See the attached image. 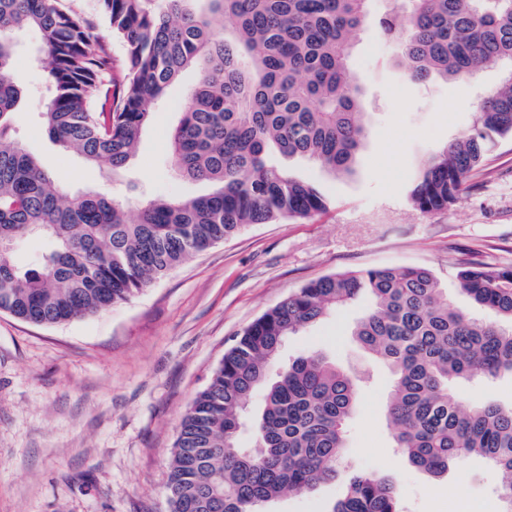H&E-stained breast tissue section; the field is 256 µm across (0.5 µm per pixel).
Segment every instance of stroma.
I'll use <instances>...</instances> for the list:
<instances>
[{
	"label": "stroma",
	"instance_id": "35a3bbf8",
	"mask_svg": "<svg viewBox=\"0 0 512 512\" xmlns=\"http://www.w3.org/2000/svg\"><path fill=\"white\" fill-rule=\"evenodd\" d=\"M9 72L22 91L12 136L69 192L92 188L137 213L160 196L194 197L206 183L176 177L169 133L198 75L189 70L152 109L137 154L111 176L47 135V100L36 61L40 39L28 30ZM353 66L363 85L368 137L352 175L337 179L313 164L294 170L328 196L327 211L300 221L253 224L154 280L129 301L54 326L0 313V512H169L167 482L181 419L233 340L266 310L309 281L387 266L432 271L454 292L457 260L512 267V140L492 149L459 201L424 215L408 184L432 155L468 130L497 68L475 77L409 80L397 44L373 23L355 38ZM364 310H337L289 338L288 356L317 351L360 380L347 424L345 463L335 482L290 493L268 512H328L364 469L389 476L404 512H444L449 500L477 512H502L494 476L479 459L433 478L395 451L386 419L388 369L350 334ZM463 404L512 402V376L463 381Z\"/></svg>",
	"mask_w": 512,
	"mask_h": 512
}]
</instances>
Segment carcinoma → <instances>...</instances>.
Masks as SVG:
<instances>
[{
	"mask_svg": "<svg viewBox=\"0 0 512 512\" xmlns=\"http://www.w3.org/2000/svg\"><path fill=\"white\" fill-rule=\"evenodd\" d=\"M120 40L117 59L60 0H0V312L55 325L126 301L193 255L251 224L307 219L328 207L313 182L281 164L299 157L335 176L351 171L366 139L353 34L370 0H97ZM379 20L411 79L427 82L503 68L472 128L412 179L411 205L448 209L499 139H512V0H404ZM34 29L50 93L49 137L89 164L120 173L152 106L183 71L198 81L169 136L180 178L205 182L194 198L163 197L127 216L96 191L69 193L11 139L21 99L9 68L17 36ZM48 239L36 268L18 243ZM459 292L482 320L455 306L422 267H378L309 281L268 309L224 352L183 415L168 476L171 512H262L286 492L336 480L356 377L319 352L283 359L288 337L361 300L352 335L391 375L387 416L400 456L431 477L472 458L499 478L512 506V406L462 405L461 379L512 375V267L462 262ZM263 391L254 417L247 402ZM250 425L252 446L239 435ZM402 491L376 470L345 485L329 512H402Z\"/></svg>",
	"mask_w": 512,
	"mask_h": 512,
	"instance_id": "1",
	"label": "carcinoma"
}]
</instances>
